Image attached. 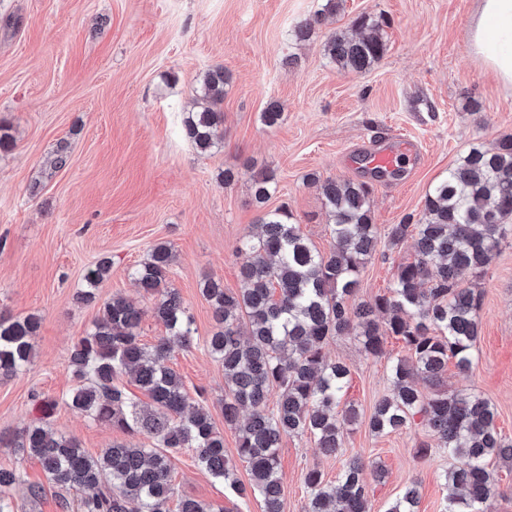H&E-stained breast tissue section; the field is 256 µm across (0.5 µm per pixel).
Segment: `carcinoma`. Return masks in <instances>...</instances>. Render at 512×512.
<instances>
[{"label":"carcinoma","instance_id":"carcinoma-1","mask_svg":"<svg viewBox=\"0 0 512 512\" xmlns=\"http://www.w3.org/2000/svg\"><path fill=\"white\" fill-rule=\"evenodd\" d=\"M319 18L298 24V42L311 39ZM351 36L339 30L326 41V55L342 70L365 72L386 51L383 22L360 16ZM222 69L206 72L193 89L204 100L183 123L185 138L206 153L224 140ZM281 105L268 103L262 121L275 127ZM334 244L316 249L300 233L283 208L259 218V232L244 243L248 260L241 268L236 291L205 278L201 294L213 309L218 329L206 343L224 367V424L238 435L237 455L249 467L250 482H232L237 497L258 495L263 512H282V478L278 448L283 437L309 434L329 456L343 453L344 428L359 416L350 405L340 407L349 368L329 360L325 344L337 336L354 335L363 350L379 356L389 336L401 337L410 358L397 360L390 374L391 394L378 400L369 418L378 434L405 428L416 414L463 465L448 469V512H491L496 483L491 462L512 458V443L496 425L494 405L476 392L448 394L442 388L448 360L467 371L478 338L480 296L466 278L481 274L491 262L512 217V135L493 146L472 147L427 191L422 217L407 218L388 228L396 245L414 239L415 257L399 265L390 292L369 302H355L360 276L376 251L378 227L373 222L370 191L364 182L328 179L321 184ZM273 176L253 179L257 203L271 196ZM174 261L166 244L154 246L129 276L152 299L151 312L166 335L150 348L139 340L145 311L127 298L104 301L93 328L76 342L68 356L75 385L65 404L95 422L126 433L144 434L150 448L116 443L97 456L87 454L73 438L47 423H34L0 443L36 457L47 480L62 491L85 490L78 512H169L174 493L171 454L192 451L196 461L215 478L231 474L224 436L215 430L207 406L188 402L181 377L162 361L174 350L194 345L193 320L179 293L169 287ZM112 268L110 258L91 264L80 299L96 300L99 285ZM40 320L0 312V374L12 375L32 362L33 339ZM127 375L152 400L142 407L113 384ZM422 379L436 391L426 397L417 387ZM277 392L276 407L268 408ZM364 463L350 457L336 483L317 469L304 477L307 512H372L365 490ZM17 475L0 469V512H13L10 492ZM419 492L404 489L385 512H416Z\"/></svg>","mask_w":512,"mask_h":512}]
</instances>
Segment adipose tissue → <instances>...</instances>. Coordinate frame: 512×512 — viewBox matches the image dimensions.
Segmentation results:
<instances>
[{
  "instance_id": "1",
  "label": "adipose tissue",
  "mask_w": 512,
  "mask_h": 512,
  "mask_svg": "<svg viewBox=\"0 0 512 512\" xmlns=\"http://www.w3.org/2000/svg\"><path fill=\"white\" fill-rule=\"evenodd\" d=\"M471 48L503 85L512 87V0H480Z\"/></svg>"
}]
</instances>
